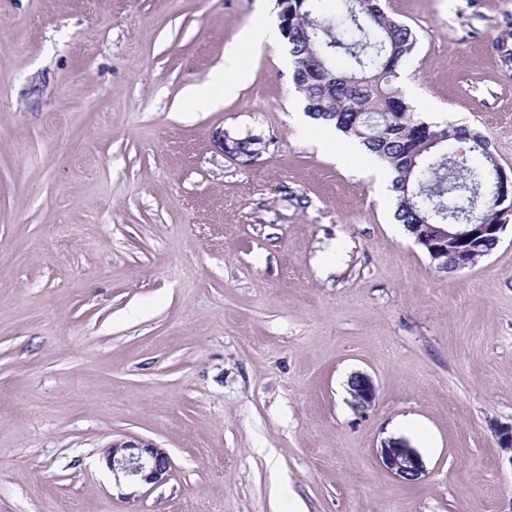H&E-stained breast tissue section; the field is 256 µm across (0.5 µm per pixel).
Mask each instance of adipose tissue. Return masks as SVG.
I'll use <instances>...</instances> for the list:
<instances>
[{"mask_svg": "<svg viewBox=\"0 0 512 512\" xmlns=\"http://www.w3.org/2000/svg\"><path fill=\"white\" fill-rule=\"evenodd\" d=\"M277 37L276 30L265 23L261 22L250 28L241 39V48L225 52L223 63L213 72L207 85L189 88V98L204 108L218 106L223 98L234 94L238 82L246 74L241 56L242 47L271 44L276 41Z\"/></svg>", "mask_w": 512, "mask_h": 512, "instance_id": "1", "label": "adipose tissue"}]
</instances>
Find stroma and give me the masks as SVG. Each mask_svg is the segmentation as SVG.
Here are the masks:
<instances>
[{
    "instance_id": "obj_1",
    "label": "stroma",
    "mask_w": 512,
    "mask_h": 512,
    "mask_svg": "<svg viewBox=\"0 0 512 512\" xmlns=\"http://www.w3.org/2000/svg\"><path fill=\"white\" fill-rule=\"evenodd\" d=\"M417 31L396 81L512 168V0H388ZM275 0H0V512H512V221L446 274L393 198L298 132ZM260 139L243 165L217 129ZM369 374L356 407L352 373ZM403 438L426 472L377 458ZM166 482L116 483V439ZM277 37L276 30L263 22L250 28L242 37L238 48L224 53V62L213 72L209 83L202 87H190L187 91L188 97L197 106L204 108L218 106L223 97H230L235 93L238 82L245 77L246 68L241 56L242 47L273 44ZM216 91L219 95H216ZM350 395L359 408L370 407L376 399V387L372 378L364 373H355L349 380ZM382 465L394 477L409 483L419 481L425 474V464L418 451L402 438H387L377 448ZM106 448L104 460L117 483L126 480L155 485L165 482L170 475V457L152 443L113 440Z\"/></svg>"
}]
</instances>
